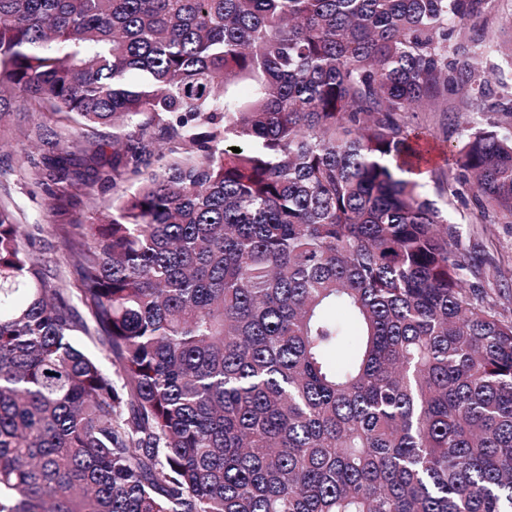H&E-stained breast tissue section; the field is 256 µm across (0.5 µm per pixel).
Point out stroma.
<instances>
[{
	"mask_svg": "<svg viewBox=\"0 0 512 512\" xmlns=\"http://www.w3.org/2000/svg\"><path fill=\"white\" fill-rule=\"evenodd\" d=\"M512 13V0H493L489 11L469 21L470 31L493 26L494 43L485 50L484 63L493 82L512 86V25L506 18ZM414 126L427 135L430 152L422 164V191L448 215L461 234L465 259L473 271L472 280L486 301L502 316L512 317V224L492 219L485 224H470L466 216L472 207L468 186L455 180L456 167L451 150L460 130L455 120H443L440 114L418 112L411 118ZM10 195L21 223L31 225H69L73 218L90 223L94 211L90 204H78L68 198H53L31 184L28 162L16 144L0 147V196Z\"/></svg>",
	"mask_w": 512,
	"mask_h": 512,
	"instance_id": "obj_1",
	"label": "stroma"
}]
</instances>
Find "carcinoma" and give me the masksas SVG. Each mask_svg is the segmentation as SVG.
Returning a JSON list of instances; mask_svg holds the SVG:
<instances>
[{
  "mask_svg": "<svg viewBox=\"0 0 512 512\" xmlns=\"http://www.w3.org/2000/svg\"><path fill=\"white\" fill-rule=\"evenodd\" d=\"M491 2L0 0V112L112 127L77 292L0 202V512H512V319L403 177L461 116L468 223H512Z\"/></svg>",
  "mask_w": 512,
  "mask_h": 512,
  "instance_id": "cac0c4a2",
  "label": "carcinoma"
}]
</instances>
